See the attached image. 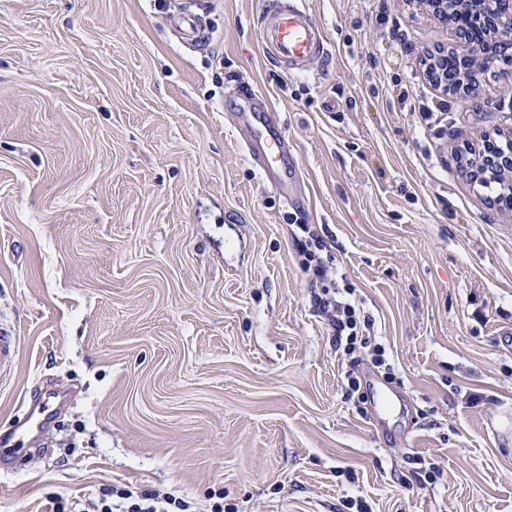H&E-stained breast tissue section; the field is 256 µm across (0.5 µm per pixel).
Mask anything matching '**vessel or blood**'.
<instances>
[{
    "instance_id": "obj_1",
    "label": "vessel or blood",
    "mask_w": 512,
    "mask_h": 512,
    "mask_svg": "<svg viewBox=\"0 0 512 512\" xmlns=\"http://www.w3.org/2000/svg\"><path fill=\"white\" fill-rule=\"evenodd\" d=\"M257 33L263 50L291 73L305 70L310 62L328 53L321 27L304 0H267L257 20ZM271 110L263 94L251 88L239 92L236 113L239 126L247 132L244 147L265 181L289 201L300 186V178L291 165L286 136L272 125ZM51 416L46 402L31 403L23 416L14 420L6 442L0 444V459L25 460L32 434L41 431Z\"/></svg>"
}]
</instances>
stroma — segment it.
I'll return each mask as SVG.
<instances>
[{"label":"stroma","mask_w":512,"mask_h":512,"mask_svg":"<svg viewBox=\"0 0 512 512\" xmlns=\"http://www.w3.org/2000/svg\"><path fill=\"white\" fill-rule=\"evenodd\" d=\"M264 2L0 0V434L54 407L0 512L122 484L197 512L219 489L234 512H512V210L462 173L512 135V67L472 108L430 85L459 38L418 0H306L329 53L291 75ZM242 84L281 114L299 204L244 149ZM402 91L447 108L422 128ZM303 224L387 347L390 411L344 394Z\"/></svg>","instance_id":"obj_1"}]
</instances>
